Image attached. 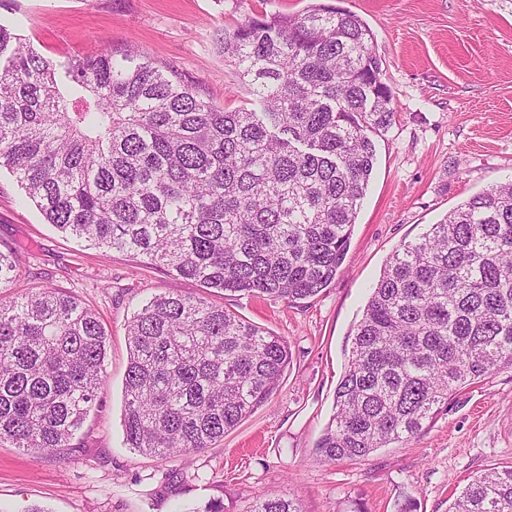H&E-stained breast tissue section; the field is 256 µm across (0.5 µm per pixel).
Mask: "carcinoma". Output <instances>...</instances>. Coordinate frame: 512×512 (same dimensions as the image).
Masks as SVG:
<instances>
[{"mask_svg":"<svg viewBox=\"0 0 512 512\" xmlns=\"http://www.w3.org/2000/svg\"><path fill=\"white\" fill-rule=\"evenodd\" d=\"M224 61L261 111L224 110L147 53L55 64L0 24V169L78 242L143 259L206 288L290 303L345 261L395 122L374 36L327 3L256 14L224 30ZM0 250V445L73 446L106 383L108 333L75 297L6 288ZM125 444L192 454L276 391L287 341L234 312L170 293L127 325ZM512 368V181L470 197L389 254L355 329L317 459L402 443L461 388ZM250 512H300L256 498ZM448 512H512V466L474 477Z\"/></svg>","mask_w":512,"mask_h":512,"instance_id":"1","label":"carcinoma"}]
</instances>
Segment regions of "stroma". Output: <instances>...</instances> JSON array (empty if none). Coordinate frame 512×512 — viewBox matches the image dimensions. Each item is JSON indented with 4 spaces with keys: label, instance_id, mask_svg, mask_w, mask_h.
<instances>
[{
    "label": "stroma",
    "instance_id": "stroma-1",
    "mask_svg": "<svg viewBox=\"0 0 512 512\" xmlns=\"http://www.w3.org/2000/svg\"><path fill=\"white\" fill-rule=\"evenodd\" d=\"M313 0H0V23L46 59L134 45L216 106L253 97L224 60V29L252 14H299ZM370 27L397 115L374 136L376 163L335 280L290 303L226 295L66 238L0 169V249L20 274L9 293L58 288L94 310L110 336L107 386L65 454L0 446V512H248L256 496L302 512H448L475 476L512 466V369L466 386L419 434L360 461L312 450L335 412L355 329L388 256L490 184L512 179V0H329ZM174 292L224 305L286 339L278 389L222 441L185 456L126 448V324L142 301Z\"/></svg>",
    "mask_w": 512,
    "mask_h": 512
}]
</instances>
